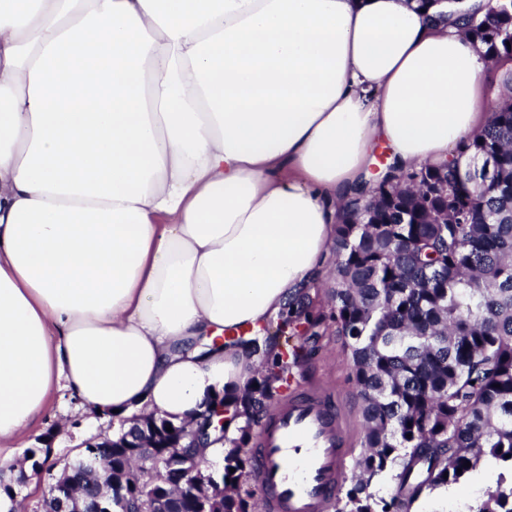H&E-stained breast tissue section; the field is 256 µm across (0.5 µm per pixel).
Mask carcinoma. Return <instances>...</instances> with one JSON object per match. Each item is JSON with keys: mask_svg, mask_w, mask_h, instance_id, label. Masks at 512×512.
Instances as JSON below:
<instances>
[{"mask_svg": "<svg viewBox=\"0 0 512 512\" xmlns=\"http://www.w3.org/2000/svg\"><path fill=\"white\" fill-rule=\"evenodd\" d=\"M455 13L486 55L512 62V0H490L481 20L448 0L428 19ZM491 111L482 134L457 142L448 161L393 167L343 209L327 297L362 400L363 452L336 512H408L425 490L466 482L485 459L502 472L476 512H512V106ZM317 298L303 288L259 330L231 336L262 370L241 393L216 398L242 420L236 437H224L228 481L217 503L201 500V488L187 491L197 472L154 447L173 436L165 426L178 425L148 414L100 441L92 467L81 455L57 471L29 449L32 468L47 476L43 512H76L112 494L114 481L131 486L132 512L179 493L177 512H258L244 489L248 447L292 369L312 354L309 338L324 321ZM388 470L397 486L386 500L370 487Z\"/></svg>", "mask_w": 512, "mask_h": 512, "instance_id": "1", "label": "carcinoma"}]
</instances>
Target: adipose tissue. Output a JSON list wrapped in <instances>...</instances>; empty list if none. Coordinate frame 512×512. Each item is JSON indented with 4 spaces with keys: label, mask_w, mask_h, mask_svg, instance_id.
<instances>
[{
    "label": "adipose tissue",
    "mask_w": 512,
    "mask_h": 512,
    "mask_svg": "<svg viewBox=\"0 0 512 512\" xmlns=\"http://www.w3.org/2000/svg\"><path fill=\"white\" fill-rule=\"evenodd\" d=\"M494 60L416 0H0V452L58 390L125 420L243 390L384 144L487 127Z\"/></svg>",
    "instance_id": "adipose-tissue-1"
}]
</instances>
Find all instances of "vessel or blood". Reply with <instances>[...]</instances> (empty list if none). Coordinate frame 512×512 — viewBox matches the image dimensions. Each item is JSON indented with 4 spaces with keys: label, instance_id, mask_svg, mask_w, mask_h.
<instances>
[{
    "label": "vessel or blood",
    "instance_id": "b4317fda",
    "mask_svg": "<svg viewBox=\"0 0 512 512\" xmlns=\"http://www.w3.org/2000/svg\"><path fill=\"white\" fill-rule=\"evenodd\" d=\"M344 453L327 396L301 391L278 406L254 450L270 512H325L339 489Z\"/></svg>",
    "mask_w": 512,
    "mask_h": 512
}]
</instances>
